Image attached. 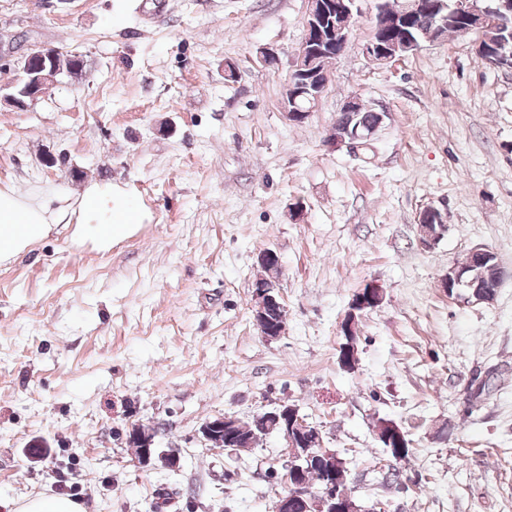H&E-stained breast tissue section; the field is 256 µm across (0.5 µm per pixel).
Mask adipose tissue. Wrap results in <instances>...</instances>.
Wrapping results in <instances>:
<instances>
[{
    "instance_id": "obj_1",
    "label": "adipose tissue",
    "mask_w": 512,
    "mask_h": 512,
    "mask_svg": "<svg viewBox=\"0 0 512 512\" xmlns=\"http://www.w3.org/2000/svg\"><path fill=\"white\" fill-rule=\"evenodd\" d=\"M65 216L64 209H52L50 199L33 201L16 189L0 190V260L24 253ZM132 218L131 208L113 210L111 189L94 188L81 199L78 216L81 231L102 245L126 235Z\"/></svg>"
}]
</instances>
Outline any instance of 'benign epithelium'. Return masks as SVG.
I'll return each instance as SVG.
<instances>
[{
  "mask_svg": "<svg viewBox=\"0 0 512 512\" xmlns=\"http://www.w3.org/2000/svg\"><path fill=\"white\" fill-rule=\"evenodd\" d=\"M352 4L354 0H308L305 20V36L298 47L289 80L294 82L292 94L283 99V108L289 118L304 116L318 106L328 85L327 72L315 70L319 58L336 49V45H347L349 31L353 25ZM455 7L467 13L471 22L470 34L474 35L472 46L476 57L493 67L507 68L512 64L492 60L486 54L484 31L488 25L512 24V0H456ZM430 16V22L422 36L414 39L403 32L409 22L417 17ZM445 17L437 16L424 6L422 0H407L400 13H389L380 8L376 23L372 29L375 35L386 29L403 33V39H392L379 44L373 37L364 45L366 55L381 63H389L421 47V43H435L445 39L440 30L445 25ZM22 73L24 85L3 96V100L17 109L23 110L37 101L38 88L47 79H53L62 73L60 51L56 48L35 46L17 61ZM362 101L352 97L346 101L342 112L336 118L332 128L333 144L357 147L371 140L378 130L391 119V113L381 110L377 113V125L366 131L354 122L357 107ZM436 220V226L422 229L420 245L431 248L448 230L446 212L434 206H426L418 214V223L429 219ZM471 268L477 270L469 275L459 266L448 268V274L441 280V288L457 298L469 303H491L505 276V270L496 260L495 253L487 246L475 245L468 251ZM252 306L253 318L261 335L276 339L286 331L287 314L284 304L275 292V281L268 279L255 284ZM383 298L382 287L374 282L366 283L358 297L352 302L350 312L343 322L348 331H353L357 313L377 307ZM235 424V417L224 415L208 420L200 432L211 448L228 450L233 444L224 441V431ZM264 433H275L290 450L286 480L289 491L279 496L278 512H350L351 496L345 489L339 488L334 481L338 469L339 457L327 448L319 428L310 424L299 414L292 404H281L267 410ZM160 426L157 423H138L128 431L127 440H134L140 448L138 464L147 468L155 459H161L170 468L178 466L179 455L173 452L158 451L157 438ZM316 458L328 463L333 480L320 492L307 488L304 474L305 462Z\"/></svg>",
  "mask_w": 512,
  "mask_h": 512,
  "instance_id": "1",
  "label": "benign epithelium"
}]
</instances>
